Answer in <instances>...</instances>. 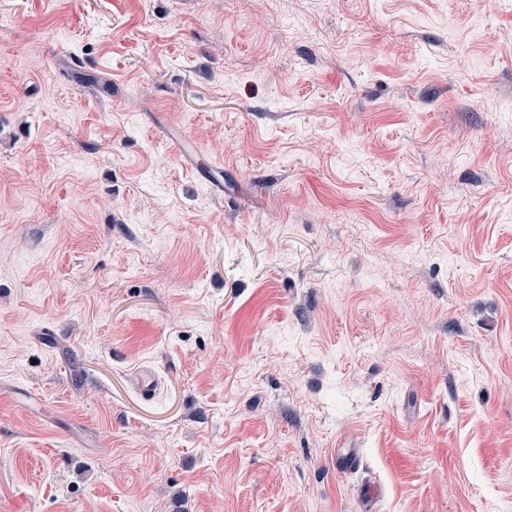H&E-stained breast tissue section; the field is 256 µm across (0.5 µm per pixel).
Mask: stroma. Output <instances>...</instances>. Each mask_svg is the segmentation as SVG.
Returning <instances> with one entry per match:
<instances>
[{"label":"stroma","instance_id":"stroma-1","mask_svg":"<svg viewBox=\"0 0 512 512\" xmlns=\"http://www.w3.org/2000/svg\"><path fill=\"white\" fill-rule=\"evenodd\" d=\"M0 512H512V0H0Z\"/></svg>","mask_w":512,"mask_h":512}]
</instances>
